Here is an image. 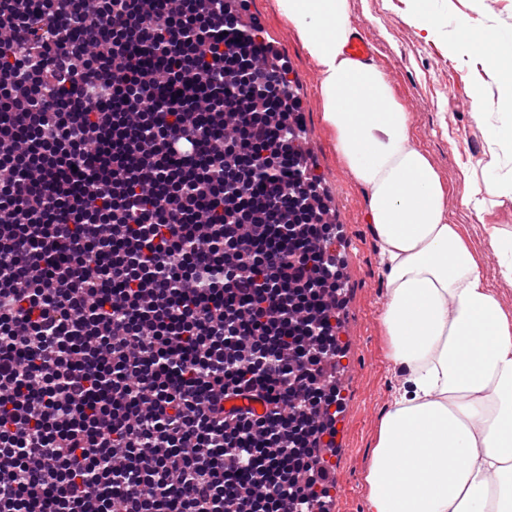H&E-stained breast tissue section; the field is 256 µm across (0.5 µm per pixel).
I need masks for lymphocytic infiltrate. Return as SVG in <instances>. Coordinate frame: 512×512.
Segmentation results:
<instances>
[{
  "mask_svg": "<svg viewBox=\"0 0 512 512\" xmlns=\"http://www.w3.org/2000/svg\"><path fill=\"white\" fill-rule=\"evenodd\" d=\"M262 41L0 0V512H329L340 229Z\"/></svg>",
  "mask_w": 512,
  "mask_h": 512,
  "instance_id": "1",
  "label": "lymphocytic infiltrate"
}]
</instances>
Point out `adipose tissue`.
<instances>
[{
    "label": "adipose tissue",
    "instance_id": "adipose-tissue-1",
    "mask_svg": "<svg viewBox=\"0 0 512 512\" xmlns=\"http://www.w3.org/2000/svg\"><path fill=\"white\" fill-rule=\"evenodd\" d=\"M278 9L320 73L336 149L368 191L390 358L407 369L365 475L369 512H512V318L450 223L448 187L413 144L384 72L346 56L349 0H278ZM404 18L429 40L453 27L454 50L477 58L512 104V50L496 29L449 20L436 0H411ZM475 119L485 163L463 169L462 202L480 215L512 200V113Z\"/></svg>",
    "mask_w": 512,
    "mask_h": 512
}]
</instances>
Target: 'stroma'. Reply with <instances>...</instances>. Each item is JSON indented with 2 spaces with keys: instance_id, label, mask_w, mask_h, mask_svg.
Listing matches in <instances>:
<instances>
[{
  "instance_id": "35a3bbf8",
  "label": "stroma",
  "mask_w": 512,
  "mask_h": 512,
  "mask_svg": "<svg viewBox=\"0 0 512 512\" xmlns=\"http://www.w3.org/2000/svg\"><path fill=\"white\" fill-rule=\"evenodd\" d=\"M449 14L476 27H494L512 35V0H446ZM405 0H351V23L362 26L375 51L374 62L388 75L394 96L411 117L414 140L428 152L447 182L448 214L461 225L481 269L512 315V285L500 282L497 264L484 236V225H512V203L476 216L462 203L461 166L483 158L486 144L473 114L500 109L494 82L479 62L455 57L448 39L432 41L404 18ZM266 39L275 41L292 69L294 88L302 100L306 134L304 153L322 174L329 193L328 216L342 224L351 249L346 254L345 327L350 337L343 382V426L340 453L334 465L338 495L334 512H367L364 475L371 462L380 422L391 409L400 386V372L390 360V344L382 321L386 301L378 242L368 220L365 189L357 184L336 151L332 132L322 121L320 74L277 0H250ZM486 85L484 106L472 91Z\"/></svg>"
}]
</instances>
